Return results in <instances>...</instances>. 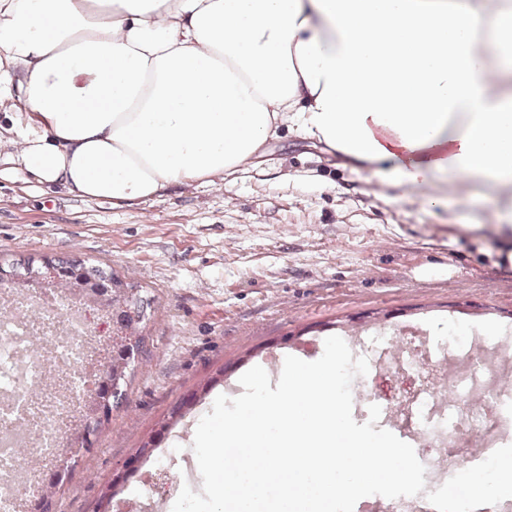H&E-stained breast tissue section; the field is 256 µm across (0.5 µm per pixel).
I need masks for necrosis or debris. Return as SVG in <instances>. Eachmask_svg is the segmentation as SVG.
Instances as JSON below:
<instances>
[{"mask_svg": "<svg viewBox=\"0 0 512 512\" xmlns=\"http://www.w3.org/2000/svg\"><path fill=\"white\" fill-rule=\"evenodd\" d=\"M111 332L107 308L77 290L0 284V512H29L45 494L43 474L70 447L105 365ZM511 362L502 345L478 346L457 325L438 358L412 347L386 373L354 380L353 395L383 402L426 445V487L398 498L395 512H415L445 484L461 483L472 456H479L485 475L495 473L502 431L498 379ZM443 383L460 388V399L448 422L427 425ZM20 448L30 451L23 465Z\"/></svg>", "mask_w": 512, "mask_h": 512, "instance_id": "obj_1", "label": "necrosis or debris"}]
</instances>
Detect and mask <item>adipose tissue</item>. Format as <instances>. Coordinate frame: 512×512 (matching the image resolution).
Segmentation results:
<instances>
[{
  "label": "adipose tissue",
  "mask_w": 512,
  "mask_h": 512,
  "mask_svg": "<svg viewBox=\"0 0 512 512\" xmlns=\"http://www.w3.org/2000/svg\"><path fill=\"white\" fill-rule=\"evenodd\" d=\"M39 183L115 205L245 171L281 127L512 227V0H0Z\"/></svg>",
  "instance_id": "ef3b65f1"
}]
</instances>
